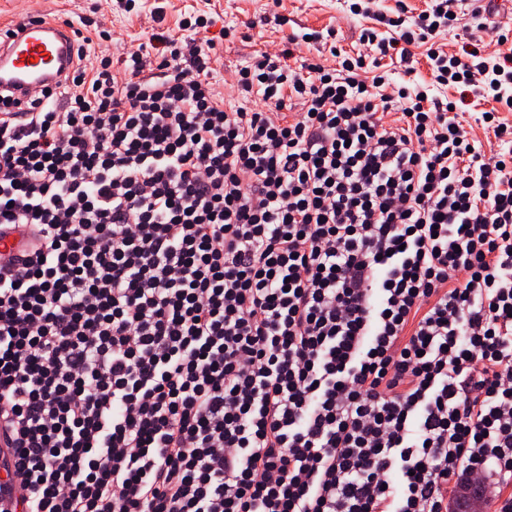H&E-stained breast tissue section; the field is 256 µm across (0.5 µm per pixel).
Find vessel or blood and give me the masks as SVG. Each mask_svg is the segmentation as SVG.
Segmentation results:
<instances>
[{"label": "vessel or blood", "instance_id": "vessel-or-blood-1", "mask_svg": "<svg viewBox=\"0 0 512 512\" xmlns=\"http://www.w3.org/2000/svg\"><path fill=\"white\" fill-rule=\"evenodd\" d=\"M73 58L67 26L47 19H16L0 28V95L27 107L42 90L63 82Z\"/></svg>", "mask_w": 512, "mask_h": 512}]
</instances>
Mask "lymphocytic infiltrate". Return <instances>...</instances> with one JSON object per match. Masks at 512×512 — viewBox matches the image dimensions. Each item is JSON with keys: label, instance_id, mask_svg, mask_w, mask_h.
<instances>
[{"label": "lymphocytic infiltrate", "instance_id": "lymphocytic-infiltrate-1", "mask_svg": "<svg viewBox=\"0 0 512 512\" xmlns=\"http://www.w3.org/2000/svg\"><path fill=\"white\" fill-rule=\"evenodd\" d=\"M112 9L0 97V512H512V151L361 52L510 112L512 31L448 53L458 0H351L359 51L265 49L228 107L230 30L115 60ZM412 51L415 54L412 62V66L415 68L414 72L411 75H405L404 68L397 67L396 70L392 71V77L398 81L402 79L407 80L409 78L414 79L422 85H429V93L431 95H441L442 90H437L435 84L433 86V77L429 65L426 62L425 47L413 48ZM29 249L28 239L18 232H3L0 235V255L9 253L16 259Z\"/></svg>", "mask_w": 512, "mask_h": 512}]
</instances>
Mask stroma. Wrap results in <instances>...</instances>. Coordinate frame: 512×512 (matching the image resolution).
I'll list each match as a JSON object with an SVG mask.
<instances>
[{
  "label": "stroma",
  "instance_id": "stroma-1",
  "mask_svg": "<svg viewBox=\"0 0 512 512\" xmlns=\"http://www.w3.org/2000/svg\"><path fill=\"white\" fill-rule=\"evenodd\" d=\"M95 0H0V23L15 14L36 10L45 17L60 21L94 19ZM161 7L159 30L176 32L185 12L201 8L211 13L215 28L234 27L248 31L247 39L223 44V53L216 65L217 73L226 68L247 65L264 44H290L294 58L313 57L322 51L319 43L301 41L309 30L337 33V47L354 51L361 21L351 16L344 0H137L133 11L113 17L116 31L121 32L122 44L110 46L118 57L134 49L145 27L150 26V12Z\"/></svg>",
  "mask_w": 512,
  "mask_h": 512
}]
</instances>
